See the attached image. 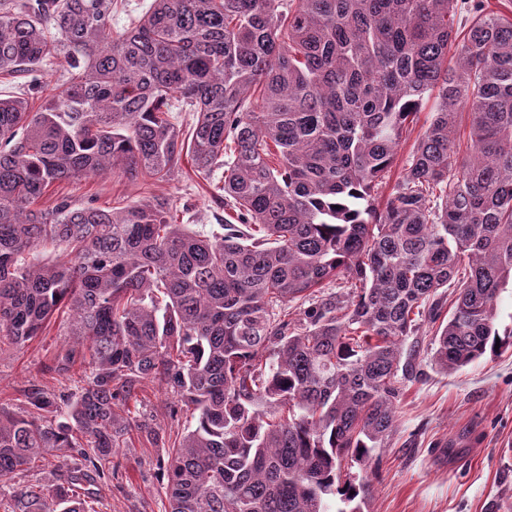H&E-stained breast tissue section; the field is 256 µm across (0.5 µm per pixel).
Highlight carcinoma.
Masks as SVG:
<instances>
[{
	"label": "carcinoma",
	"instance_id": "obj_1",
	"mask_svg": "<svg viewBox=\"0 0 512 512\" xmlns=\"http://www.w3.org/2000/svg\"><path fill=\"white\" fill-rule=\"evenodd\" d=\"M59 58L54 92L29 85L38 109L0 98V341L25 345L64 304L62 369L90 376L65 421L43 390L32 415L0 411L4 512H98L131 429L119 399L148 377L196 412L170 443V512H329L333 497L363 512L370 479H342V462L387 446L417 321L439 323L445 372L512 347L496 327L512 284V17L477 0H152L114 33L112 0H0V72ZM426 102L378 213L372 192ZM184 153L224 170L236 223L200 236L161 198L32 209L58 181L169 180ZM46 241L64 257L26 263ZM340 277L346 296L290 316ZM48 448L68 451L56 483L14 484Z\"/></svg>",
	"mask_w": 512,
	"mask_h": 512
}]
</instances>
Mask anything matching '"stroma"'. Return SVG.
Masks as SVG:
<instances>
[{
    "instance_id": "stroma-1",
    "label": "stroma",
    "mask_w": 512,
    "mask_h": 512,
    "mask_svg": "<svg viewBox=\"0 0 512 512\" xmlns=\"http://www.w3.org/2000/svg\"><path fill=\"white\" fill-rule=\"evenodd\" d=\"M429 119L425 108L410 124L378 204L403 176ZM219 184V175H200L184 158L166 182L112 175L62 181L35 206L46 209L66 199L77 206L120 207L163 196L182 211L184 223L206 232L227 216ZM69 322V309L61 308L25 346H0V409L27 410V394L38 388L77 396L86 381L81 368L56 369L57 355L70 341ZM434 334V325L424 321L406 341L415 350L413 375L404 383L395 430L379 451L375 475L350 461L343 470L371 476L368 512H512V347L447 373L432 362ZM119 413L136 426L115 452V471L97 486L102 512H168L169 439L193 429L192 413L153 378L137 384Z\"/></svg>"
}]
</instances>
